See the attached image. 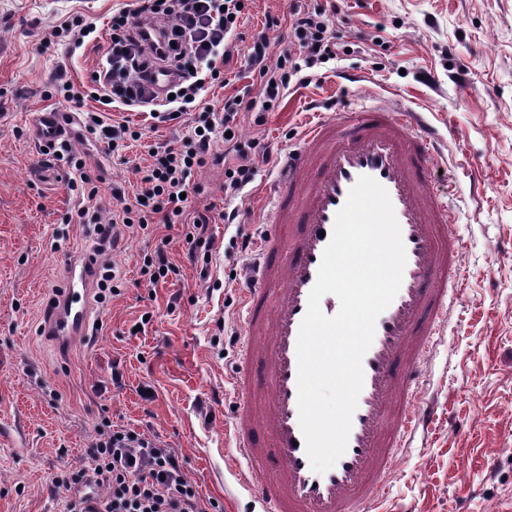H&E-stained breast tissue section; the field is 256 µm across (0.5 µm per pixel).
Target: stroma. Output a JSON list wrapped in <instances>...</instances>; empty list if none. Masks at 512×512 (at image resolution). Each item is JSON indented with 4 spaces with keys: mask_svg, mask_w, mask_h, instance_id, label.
I'll list each match as a JSON object with an SVG mask.
<instances>
[{
    "mask_svg": "<svg viewBox=\"0 0 512 512\" xmlns=\"http://www.w3.org/2000/svg\"><path fill=\"white\" fill-rule=\"evenodd\" d=\"M294 0H248L233 65L248 110L242 140L271 153L297 144L306 125L337 108L407 104L425 112L444 138L436 186L465 240L463 286L452 321L424 364L422 395L435 406L427 429L411 437L374 512H512V0H307L326 11L330 36L359 50L322 67L320 84L291 87L276 110L262 109L247 61L265 13L288 15ZM136 0H0V512H66L52 490L63 467L81 466L96 424L137 429L179 456L210 512H262L226 468L225 432L237 399L236 347L216 327L242 335L239 298L253 260L241 236L262 238L271 217L274 163L258 162L254 181L224 191V166L195 169L175 224L149 225L105 255L117 288L97 305L100 330L57 351L39 334L42 314L66 276V257L92 249L93 227L69 217L81 204L67 188V165L43 166L27 132L32 113L50 110L44 92L57 71L88 84L102 54L95 41L73 48L55 31L82 16L105 34L113 13ZM49 51H42V43ZM106 123L129 121V148L75 143L91 172L135 195L151 146L189 142L192 116L162 122L114 109ZM237 208V223L207 224L206 256L187 238L205 209ZM179 268L150 283L157 249ZM144 323L134 333L136 323ZM122 375L113 383V372Z\"/></svg>",
    "mask_w": 512,
    "mask_h": 512,
    "instance_id": "1",
    "label": "stroma"
}]
</instances>
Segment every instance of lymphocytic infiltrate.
<instances>
[{"instance_id": "1", "label": "lymphocytic infiltrate", "mask_w": 512, "mask_h": 512, "mask_svg": "<svg viewBox=\"0 0 512 512\" xmlns=\"http://www.w3.org/2000/svg\"><path fill=\"white\" fill-rule=\"evenodd\" d=\"M241 11L239 0H138L135 10L113 15L110 43L90 76L98 103L120 108L159 104L171 115L190 112L197 131L189 150L169 147L153 153L138 200H128L124 190L113 189L112 216L105 224L89 208L98 194L93 178L81 159L71 158L68 187L86 201L76 221L95 223L97 254L116 247L121 231L167 225L182 214L183 195L191 190V170L214 157L217 130L230 132L235 152L234 163L224 167L227 190L243 189L252 182L257 161H270L269 152L260 151L257 141L245 142L237 135L242 98L225 97L219 113L200 100L212 85L231 83L232 36ZM283 29L290 33L293 48L271 57V41ZM336 56L321 9L295 0L288 16L266 14L249 51V67L262 85L263 111L278 108L291 83L311 84L315 67ZM158 64L178 75L171 97L162 100L140 80L141 72ZM53 490L67 493L68 512H209L210 506L188 480L173 449L136 429H114L105 421L96 427L87 464L62 471Z\"/></svg>"}]
</instances>
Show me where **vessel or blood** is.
<instances>
[{
    "mask_svg": "<svg viewBox=\"0 0 512 512\" xmlns=\"http://www.w3.org/2000/svg\"><path fill=\"white\" fill-rule=\"evenodd\" d=\"M177 79L164 65L143 74L157 96ZM64 113H36L32 137L47 145L72 139ZM438 137L422 113L406 106L347 109L308 126L279 167L272 228L259 245L262 262L243 288L246 311L234 389L242 401L227 429L229 466L263 512H372L414 429L430 410L420 395V364L462 286L463 241L456 216L429 179ZM387 191L406 251L401 288L377 318L363 357L364 384L347 447L323 473L312 470L299 421L297 337L337 213L358 179ZM67 279L45 311L42 335L57 349L87 337L96 315V264L69 257ZM261 362L254 372L253 362Z\"/></svg>",
    "mask_w": 512,
    "mask_h": 512,
    "instance_id": "1",
    "label": "vessel or blood"
}]
</instances>
